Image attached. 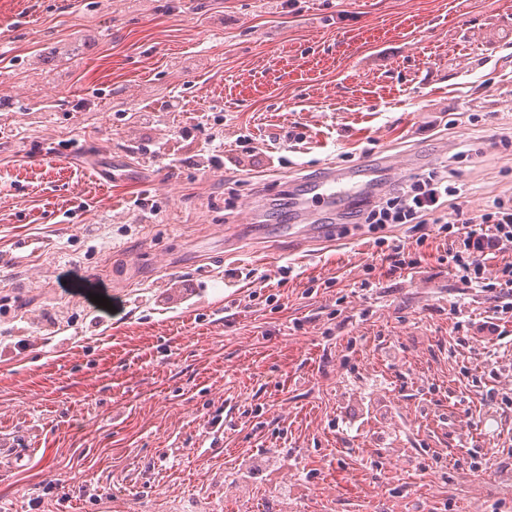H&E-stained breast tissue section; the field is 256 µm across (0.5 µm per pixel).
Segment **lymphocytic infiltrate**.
<instances>
[{"label": "lymphocytic infiltrate", "mask_w": 512, "mask_h": 512, "mask_svg": "<svg viewBox=\"0 0 512 512\" xmlns=\"http://www.w3.org/2000/svg\"><path fill=\"white\" fill-rule=\"evenodd\" d=\"M461 197L460 187L431 172L384 193L357 220L378 234L389 224L436 225L445 239L440 263L466 287L501 300L494 315L470 324L472 340L484 346L506 338L500 318L512 312V202L495 199L477 218L460 209L455 222H447L448 206Z\"/></svg>", "instance_id": "lymphocytic-infiltrate-1"}]
</instances>
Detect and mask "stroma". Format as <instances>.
<instances>
[{
  "label": "stroma",
  "mask_w": 512,
  "mask_h": 512,
  "mask_svg": "<svg viewBox=\"0 0 512 512\" xmlns=\"http://www.w3.org/2000/svg\"><path fill=\"white\" fill-rule=\"evenodd\" d=\"M0 129V512H512V342L436 228L401 276L355 208L283 236L330 165L512 194V0H0Z\"/></svg>",
  "instance_id": "1"
}]
</instances>
